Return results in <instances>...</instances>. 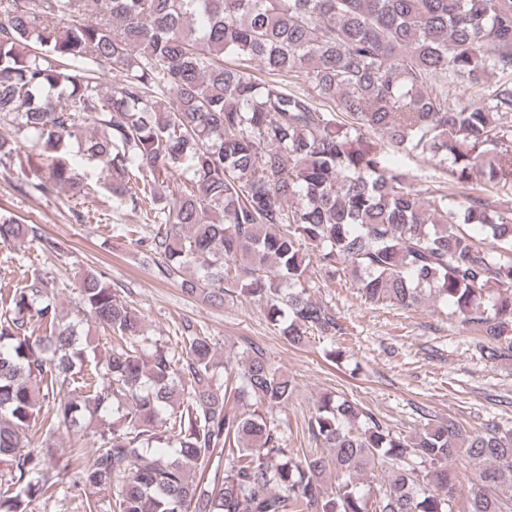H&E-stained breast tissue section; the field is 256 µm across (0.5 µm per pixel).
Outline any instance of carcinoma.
<instances>
[{
    "label": "carcinoma",
    "instance_id": "1",
    "mask_svg": "<svg viewBox=\"0 0 512 512\" xmlns=\"http://www.w3.org/2000/svg\"><path fill=\"white\" fill-rule=\"evenodd\" d=\"M451 87L470 98L448 105ZM1 122L49 161L32 189L75 199L88 192L67 144L93 125L79 153L114 206L154 212L158 273L211 304L254 298L293 346L344 331L308 294L316 266L371 304L440 302L489 360L512 361V0H0ZM381 140L442 167L448 189L419 187ZM26 241L56 248L0 214V244ZM53 289L35 274L0 299V512L55 485L31 428L109 412L73 484L112 490L114 512H452L458 458L466 512H512V428L469 434L423 408L404 436L326 394L307 432L330 454L298 455L273 419L296 383L261 349L220 360L189 323L181 350L161 346L93 270L69 314ZM83 317L112 333L91 366ZM217 450L209 488L195 469ZM380 464L391 478L363 481Z\"/></svg>",
    "mask_w": 512,
    "mask_h": 512
}]
</instances>
